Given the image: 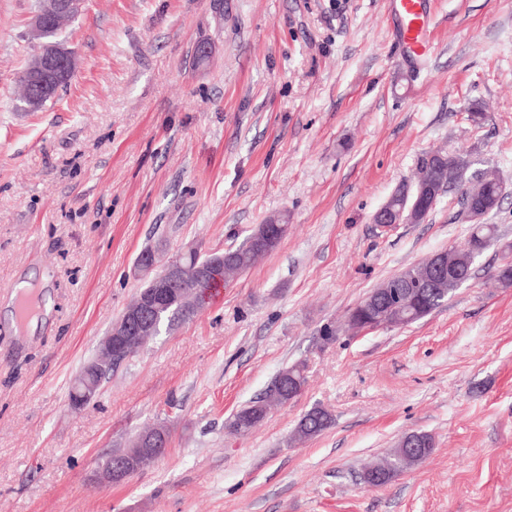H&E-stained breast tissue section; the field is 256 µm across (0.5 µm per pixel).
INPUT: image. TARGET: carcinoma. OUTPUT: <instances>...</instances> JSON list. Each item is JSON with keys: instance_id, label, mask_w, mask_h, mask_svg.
Wrapping results in <instances>:
<instances>
[{"instance_id": "1", "label": "carcinoma", "mask_w": 512, "mask_h": 512, "mask_svg": "<svg viewBox=\"0 0 512 512\" xmlns=\"http://www.w3.org/2000/svg\"><path fill=\"white\" fill-rule=\"evenodd\" d=\"M453 184V191L458 198H470L482 208L486 216L494 211L504 195L505 184L499 173L492 168H477L475 160L469 153L448 151L439 152L431 163H421L417 184L439 185ZM493 239V228L488 224H476L471 234L469 248L465 251H453V261L459 266H470L474 259L488 248ZM269 253V249L258 247L247 238L246 241L231 250L224 252V275L249 269L255 261ZM429 264L423 263L399 273L388 282L400 289V302H391L390 308L382 317H377L369 307L362 309L361 321L364 324L375 325L385 323L409 324L429 315L440 307L459 288L457 280L453 279L443 284V289L433 293H422L417 290L415 282L422 280L428 271ZM200 287L196 281L177 283L173 286L172 295L166 306L155 319L157 328H171L188 318L184 297L193 289ZM284 380V395L276 398L281 404L289 402L290 398L300 395L306 379L304 366L294 364L281 371ZM268 401L260 397L239 409L230 419L229 428L239 434L250 432L262 422L267 414ZM333 417L329 411L315 407L308 411L299 421L296 433L303 439L312 438L329 428ZM405 438L416 442L419 448L413 450L396 446L389 457L379 465L377 485H385L399 477L412 464L428 457L434 448L432 436L426 432H412Z\"/></svg>"}]
</instances>
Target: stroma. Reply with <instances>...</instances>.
<instances>
[{
  "label": "stroma",
  "mask_w": 512,
  "mask_h": 512,
  "mask_svg": "<svg viewBox=\"0 0 512 512\" xmlns=\"http://www.w3.org/2000/svg\"><path fill=\"white\" fill-rule=\"evenodd\" d=\"M37 5L0 0V512H512V286L493 276L512 259V0H428L435 50L411 62L389 0H88L60 32L74 77L28 112ZM440 148L502 176L498 240L430 315L352 333L379 284L468 247L448 194L420 223L373 221ZM274 218V250L71 408L139 253H220ZM22 283L50 302L33 328L10 308ZM299 362L302 393L231 432ZM317 406L334 424L295 440ZM160 422L150 467L93 482ZM415 431L433 453L364 486ZM267 407L268 401L262 397L256 398L232 416L229 421V428L239 434L249 433L265 419Z\"/></svg>",
  "instance_id": "obj_1"
}]
</instances>
